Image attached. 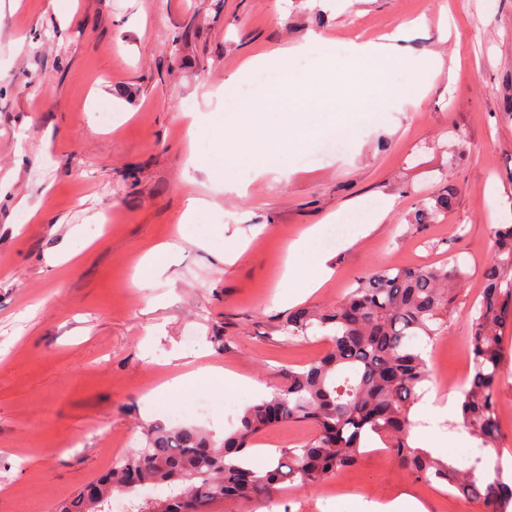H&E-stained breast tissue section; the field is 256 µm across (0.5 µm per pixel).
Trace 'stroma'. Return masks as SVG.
I'll use <instances>...</instances> for the list:
<instances>
[{"instance_id":"stroma-1","label":"stroma","mask_w":512,"mask_h":512,"mask_svg":"<svg viewBox=\"0 0 512 512\" xmlns=\"http://www.w3.org/2000/svg\"><path fill=\"white\" fill-rule=\"evenodd\" d=\"M400 27L413 56L444 61L417 107L360 81L354 95L375 99L379 114L337 117L301 147L284 141L264 175L234 169L238 190L207 173L224 82L249 58L306 45L286 84L310 102L331 89L307 83L310 71ZM449 185L452 210L411 225ZM191 196L209 207L189 223ZM511 214L512 0H0V512L71 497L109 454L140 448L168 409L223 440L285 370L326 351L319 335L285 339L289 294L326 309L373 267L438 266L458 253L468 278L424 385L441 394L442 375L461 366L493 227ZM314 224L345 227L318 289L283 277L289 243ZM166 243L163 274L136 287L145 255ZM208 365L251 379L224 390L232 413L197 414L213 393L204 385L147 401ZM314 432L282 423L253 451L267 463ZM334 480L336 499L284 487L266 512H360V499L405 492L429 512H488L411 477L375 437Z\"/></svg>"}]
</instances>
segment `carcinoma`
I'll use <instances>...</instances> for the list:
<instances>
[{
    "instance_id": "cac0c4a2",
    "label": "carcinoma",
    "mask_w": 512,
    "mask_h": 512,
    "mask_svg": "<svg viewBox=\"0 0 512 512\" xmlns=\"http://www.w3.org/2000/svg\"><path fill=\"white\" fill-rule=\"evenodd\" d=\"M454 198L450 187L422 203L412 223L438 222ZM494 240L481 299L468 313L470 367L460 402L463 427L491 449L501 433L495 391L503 335L512 330V224L498 225ZM466 278L456 254L440 267L382 266L360 278L335 308L295 310L282 332L291 340L329 331L330 346L320 359L288 370L271 397L249 406L219 443L195 426H152L141 448L79 488L57 512H112L113 497L145 486L159 494L131 506L135 512H208L222 500L271 498L284 484L313 490L354 466L374 435L415 477H431L491 512H512V481L489 457L478 455L460 469L409 443L410 412L429 378L414 340L433 341L448 328ZM286 421L308 422L316 432L296 447L278 449L268 468L253 467L257 436Z\"/></svg>"
}]
</instances>
